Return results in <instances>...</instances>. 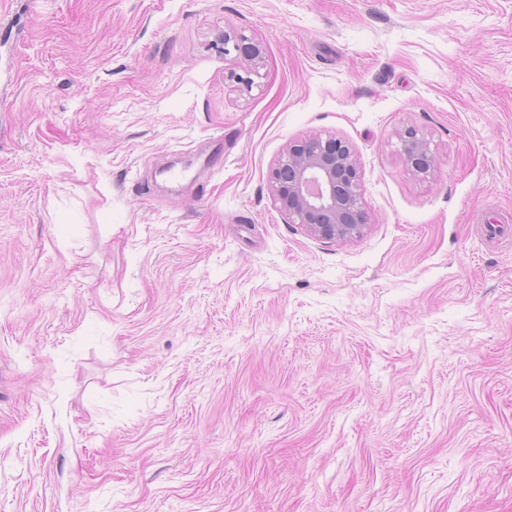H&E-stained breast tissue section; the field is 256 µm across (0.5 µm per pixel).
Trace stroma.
I'll use <instances>...</instances> for the list:
<instances>
[{
	"label": "stroma",
	"mask_w": 512,
	"mask_h": 512,
	"mask_svg": "<svg viewBox=\"0 0 512 512\" xmlns=\"http://www.w3.org/2000/svg\"><path fill=\"white\" fill-rule=\"evenodd\" d=\"M0 512H512V0H0ZM236 41L234 44V47L236 48L237 52L239 53V58L243 59V62L247 64L249 67L247 73H253L258 75L259 74V68L260 63L262 59V52L260 49V46L257 43H254L251 39L247 38L242 33H237L231 36L230 33H226L224 35V51L228 52V44L232 41ZM244 46L249 47L248 52H243L242 48ZM400 141L408 172L414 176L428 177L436 166V157L430 148V143L413 127L403 130ZM270 183L275 204L318 239L358 238L369 223L355 152L336 138L315 134L288 146Z\"/></svg>",
	"instance_id": "35a3bbf8"
}]
</instances>
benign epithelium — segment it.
<instances>
[{"label": "benign epithelium", "instance_id": "7a95c632", "mask_svg": "<svg viewBox=\"0 0 512 512\" xmlns=\"http://www.w3.org/2000/svg\"><path fill=\"white\" fill-rule=\"evenodd\" d=\"M231 42L248 72L259 74L260 46L242 33L225 34L224 44ZM400 141L408 172L429 176L436 166L430 143L413 127L403 130ZM270 183L275 204L318 239L358 238L369 223L355 152L333 137L315 134L288 146L274 163Z\"/></svg>", "mask_w": 512, "mask_h": 512}]
</instances>
